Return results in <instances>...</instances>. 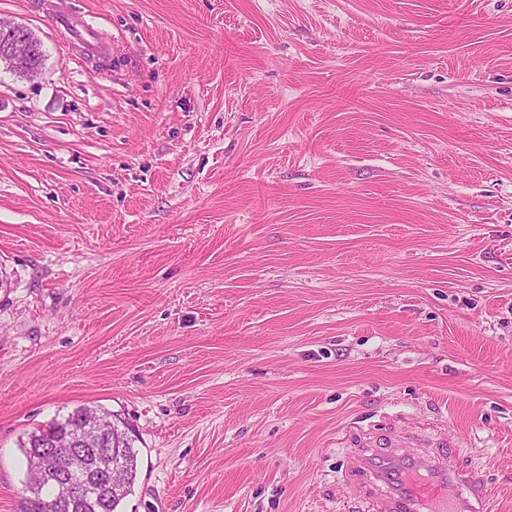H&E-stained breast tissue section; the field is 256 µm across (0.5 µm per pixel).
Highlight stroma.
I'll list each match as a JSON object with an SVG mask.
<instances>
[{"label": "stroma", "mask_w": 512, "mask_h": 512, "mask_svg": "<svg viewBox=\"0 0 512 512\" xmlns=\"http://www.w3.org/2000/svg\"><path fill=\"white\" fill-rule=\"evenodd\" d=\"M111 48L87 58L54 9ZM0 512L126 417L120 512H349L437 425L512 512V0H0ZM23 26L15 23L0 24V38L2 43L8 41L7 46L0 49V67H5L16 73L26 75L31 72L33 53L41 48V43L34 34ZM39 40V39H38ZM44 52L37 53L34 58V68L30 76H36L42 69Z\"/></svg>", "instance_id": "obj_1"}]
</instances>
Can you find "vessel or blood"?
<instances>
[{"label": "vessel or blood", "instance_id": "vessel-or-blood-1", "mask_svg": "<svg viewBox=\"0 0 512 512\" xmlns=\"http://www.w3.org/2000/svg\"><path fill=\"white\" fill-rule=\"evenodd\" d=\"M59 22L89 51L102 52L87 20L64 12ZM339 480L366 512H490L485 471L460 463L456 443L444 433H358Z\"/></svg>", "mask_w": 512, "mask_h": 512}]
</instances>
